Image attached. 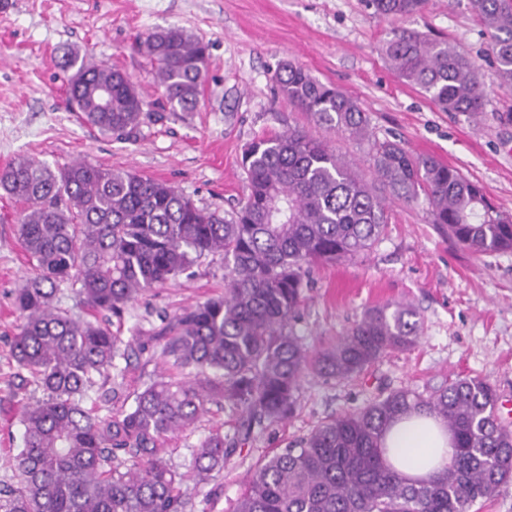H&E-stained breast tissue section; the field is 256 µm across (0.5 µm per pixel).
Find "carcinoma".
Wrapping results in <instances>:
<instances>
[{
	"instance_id": "obj_1",
	"label": "carcinoma",
	"mask_w": 512,
	"mask_h": 512,
	"mask_svg": "<svg viewBox=\"0 0 512 512\" xmlns=\"http://www.w3.org/2000/svg\"><path fill=\"white\" fill-rule=\"evenodd\" d=\"M382 17H413L426 0H366ZM492 36L499 86L512 89V0H470ZM170 110L193 111L207 48L177 27L143 41ZM398 78L443 112L473 120L488 103L475 63L457 46L416 30L382 45ZM74 71L68 102L102 132L129 139L159 119L155 105L118 69L65 54ZM278 91L318 126L367 141L376 179L391 199L424 198L432 224L476 253L512 249V215L483 188L430 154L371 136L357 100L290 62L275 76ZM112 88V109L97 89ZM241 167L247 193L230 217L198 208L169 183L79 161L55 170L21 156L0 170V188L23 204L21 246L35 272L14 297L19 324L12 357L41 401L22 405V447L15 482L0 488V512H185L183 475L162 454L161 440L192 426L210 404L241 415L244 435L291 418L306 374L344 380L381 357L412 348L420 320L410 305L364 311L336 344L313 352L293 331L309 268L370 251L390 214L351 162L305 129L252 141ZM207 254L224 258V296L177 315L161 356L188 371L186 381L160 376L135 407L112 412L116 389L86 408L87 393L121 376L130 358L111 323L149 288L187 273ZM76 291L90 318L55 303L60 286ZM499 397L481 376L450 379L423 397L394 390L320 422L296 445L280 448L252 473L235 512H474L512 482V430L495 414ZM439 418L455 441L451 462L435 478L410 483L385 458L383 439L403 415ZM235 450L223 433L203 440L194 457L205 480Z\"/></svg>"
}]
</instances>
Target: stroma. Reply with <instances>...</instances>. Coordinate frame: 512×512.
<instances>
[{
    "label": "stroma",
    "instance_id": "stroma-1",
    "mask_svg": "<svg viewBox=\"0 0 512 512\" xmlns=\"http://www.w3.org/2000/svg\"><path fill=\"white\" fill-rule=\"evenodd\" d=\"M171 26L208 47L194 111L164 109L130 140L70 111L67 76L56 65L66 52L122 69L147 101L164 108V89L140 44ZM401 29L450 41L476 61L489 93L480 121L439 110L388 68L381 47ZM489 45L469 0H429L420 14L403 19L377 17L364 0H8L0 8V168L20 156L54 169L87 161L165 181L200 209L232 214L245 198L240 158L246 145L311 125L274 82L280 65L291 61L356 98L378 138L434 155L512 214V122L504 119L512 112V91L500 88L486 60ZM21 209L0 190V485L14 480L20 407L42 397L11 357L18 325L13 295L32 273L16 231ZM309 280L295 329L310 348L335 344L365 309L386 303L417 310L418 343L348 380L305 376L295 416L254 430L206 481L192 472L195 450L216 427L235 437L238 414L214 405L192 427L168 435L165 456L184 476L185 512H235L248 477L274 449L392 390L426 394L445 378L482 375L500 396L501 421L512 423V250L472 253L429 222L425 202L394 203L373 249L313 266ZM223 293L224 259L216 254L203 257L192 276L138 296L119 324L134 354L123 366L112 410H129L150 381L169 374L159 355L168 322Z\"/></svg>",
    "mask_w": 512,
    "mask_h": 512
}]
</instances>
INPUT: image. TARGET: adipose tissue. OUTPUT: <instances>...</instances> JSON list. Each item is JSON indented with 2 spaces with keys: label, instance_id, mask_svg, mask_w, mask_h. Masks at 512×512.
<instances>
[{
  "label": "adipose tissue",
  "instance_id": "ef3b65f1",
  "mask_svg": "<svg viewBox=\"0 0 512 512\" xmlns=\"http://www.w3.org/2000/svg\"><path fill=\"white\" fill-rule=\"evenodd\" d=\"M388 462L411 481H428L450 462L454 442L437 418L412 412L402 416L384 437Z\"/></svg>",
  "mask_w": 512,
  "mask_h": 512
}]
</instances>
